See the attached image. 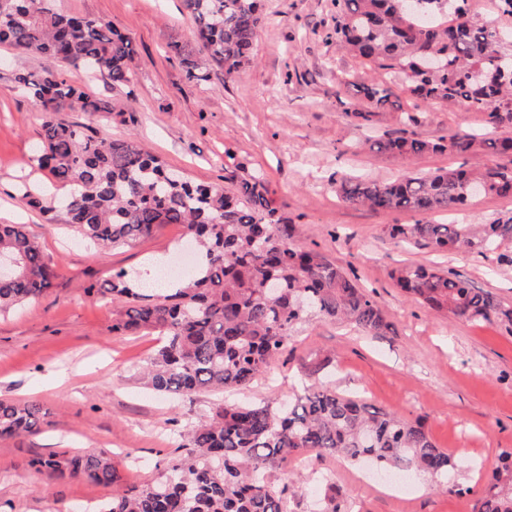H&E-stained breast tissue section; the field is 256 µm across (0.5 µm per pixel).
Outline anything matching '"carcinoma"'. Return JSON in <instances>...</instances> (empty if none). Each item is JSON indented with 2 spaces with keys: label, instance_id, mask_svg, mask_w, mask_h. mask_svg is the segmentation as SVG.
I'll use <instances>...</instances> for the list:
<instances>
[{
  "label": "carcinoma",
  "instance_id": "carcinoma-1",
  "mask_svg": "<svg viewBox=\"0 0 512 512\" xmlns=\"http://www.w3.org/2000/svg\"><path fill=\"white\" fill-rule=\"evenodd\" d=\"M195 22L198 53L173 42L187 78L203 79L196 55L233 79L255 58L262 21L260 0H182ZM333 35L354 55L401 79L406 92L426 103H464L485 113L492 126L512 125V29L481 22L468 0H334ZM0 44L41 57L38 76L18 73L19 89L46 114L112 111L62 75L83 67L114 86L131 81L130 38L111 22L64 14L49 0H0ZM384 107L387 82L362 87ZM512 156V138L477 140L458 132L434 141L417 133L380 139L374 146L399 155L454 153L476 146ZM37 166L69 187L63 208L69 224L103 249L131 245L164 224H180L202 247L199 269L180 288H133L126 273L88 292L118 306L112 331L155 333L161 344L149 359L147 383L155 391L191 395L202 390L245 389L288 348L296 326L311 317L346 322L368 336L392 329L377 302L320 253L294 243L296 227L278 216L269 185L260 177L232 174L229 187L195 184L169 170L132 138L109 141L83 125L44 121L34 157ZM483 182V194L512 196V168L469 172L461 167L411 174L377 183L343 180L344 201L420 216L387 228L393 240L434 251L494 250L512 236V224H441L438 212L462 211L467 186ZM0 311L46 293L56 271L39 241L21 224H0ZM397 286L429 310L462 320H507L503 306L465 280L424 265L395 271ZM36 402L0 400V438L40 431ZM184 454L161 480L121 489L98 512H291L292 485L275 486L269 473L292 455L338 456L353 464L372 461L379 473L430 476L450 493L462 488L448 476L451 454L438 447L421 419L381 411L340 393L331 384L306 388L288 403L218 406L183 434ZM48 480L85 477L114 486L120 476L104 453L55 452L33 461ZM477 512H512V449L476 491Z\"/></svg>",
  "mask_w": 512,
  "mask_h": 512
}]
</instances>
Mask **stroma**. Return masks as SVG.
Segmentation results:
<instances>
[{
	"instance_id": "stroma-1",
	"label": "stroma",
	"mask_w": 512,
	"mask_h": 512,
	"mask_svg": "<svg viewBox=\"0 0 512 512\" xmlns=\"http://www.w3.org/2000/svg\"><path fill=\"white\" fill-rule=\"evenodd\" d=\"M261 4L265 23L254 62L230 81L207 62L206 80L197 81L187 79L170 50L175 41L193 43L194 22L181 0H54L60 12L111 21L134 49L132 78L123 87L65 67L70 83L110 100L112 109L59 118L112 140L135 137L193 182L220 186L229 170L262 176L275 206L297 225L299 244L342 266L376 300L392 332L375 338L313 319L246 390L151 391L142 370L156 336L114 333L115 306L88 289L120 270L142 276L153 273L154 260L174 261L184 230L166 224L132 245L100 251L75 232L63 210L45 214L26 205L25 191L59 198L65 190L32 162L46 115L14 82L16 72H39L44 62L0 45V224L24 225L59 273L46 294L0 313V399L37 402L44 414L38 433L0 438V512H78L86 499L111 498L112 488L82 479L46 480L31 466L36 458L104 452L124 485L139 486L178 459L182 432L217 403L289 399L306 381H327L376 408L422 419L437 446L456 457L454 480L465 492L441 491L423 475L396 491L369 487L357 481V467L327 456L271 473L273 484L294 483L292 512H314L325 494L314 479L323 473L340 496L350 497L352 512H474L472 488L512 448V324L433 314L392 278L401 266L435 267L512 305V238L486 254L443 255L398 244L387 225L414 223V214L352 205L336 190L342 178L382 183L450 166L512 168V157L481 148L463 156L405 157L370 146L406 128L427 139L461 130L495 139L512 137V125L492 127L463 105L430 106L401 91L390 104L373 107L361 89L385 75L344 42L327 38L334 0ZM433 219L512 224V197L482 196L462 213Z\"/></svg>"
}]
</instances>
